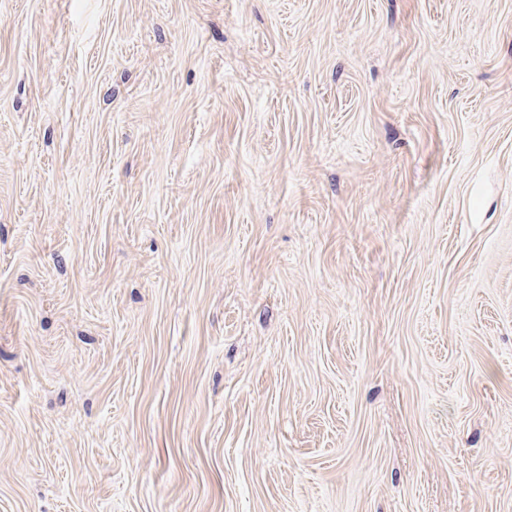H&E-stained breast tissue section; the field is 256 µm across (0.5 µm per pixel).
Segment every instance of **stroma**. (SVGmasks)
<instances>
[{"label":"stroma","instance_id":"stroma-1","mask_svg":"<svg viewBox=\"0 0 512 512\" xmlns=\"http://www.w3.org/2000/svg\"><path fill=\"white\" fill-rule=\"evenodd\" d=\"M0 512H512V0H0Z\"/></svg>","mask_w":512,"mask_h":512}]
</instances>
